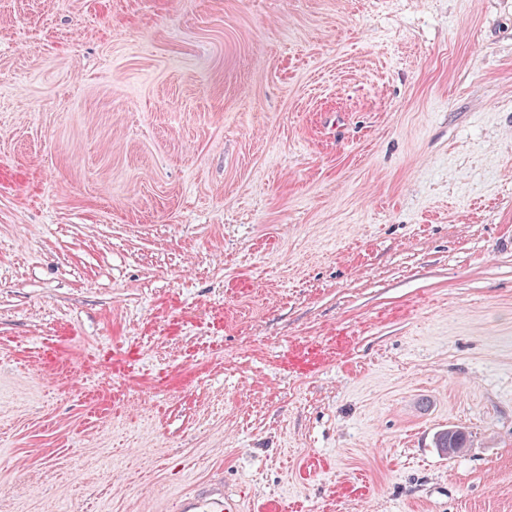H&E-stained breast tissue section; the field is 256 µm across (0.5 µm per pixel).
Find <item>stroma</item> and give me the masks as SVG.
<instances>
[{"instance_id": "stroma-1", "label": "stroma", "mask_w": 512, "mask_h": 512, "mask_svg": "<svg viewBox=\"0 0 512 512\" xmlns=\"http://www.w3.org/2000/svg\"><path fill=\"white\" fill-rule=\"evenodd\" d=\"M216 477L512 512V0H0V512ZM471 434L463 427H454L439 433L436 437V448L448 455H455L464 452L471 446ZM441 448H448V454Z\"/></svg>"}]
</instances>
